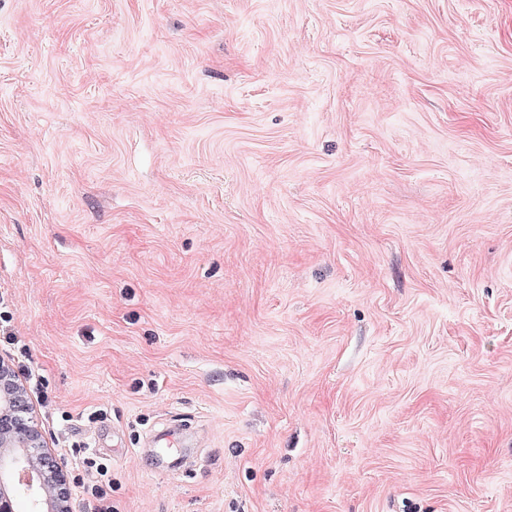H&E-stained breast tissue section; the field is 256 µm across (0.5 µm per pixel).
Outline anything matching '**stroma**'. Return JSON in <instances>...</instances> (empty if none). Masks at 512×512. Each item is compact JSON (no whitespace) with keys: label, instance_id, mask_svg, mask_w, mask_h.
Returning a JSON list of instances; mask_svg holds the SVG:
<instances>
[{"label":"stroma","instance_id":"obj_1","mask_svg":"<svg viewBox=\"0 0 512 512\" xmlns=\"http://www.w3.org/2000/svg\"><path fill=\"white\" fill-rule=\"evenodd\" d=\"M115 512H512V0H0V312Z\"/></svg>","mask_w":512,"mask_h":512}]
</instances>
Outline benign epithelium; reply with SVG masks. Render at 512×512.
<instances>
[{"label": "benign epithelium", "instance_id": "obj_1", "mask_svg": "<svg viewBox=\"0 0 512 512\" xmlns=\"http://www.w3.org/2000/svg\"><path fill=\"white\" fill-rule=\"evenodd\" d=\"M20 489L32 495L33 512H72L67 475L13 364L0 356V512H17Z\"/></svg>", "mask_w": 512, "mask_h": 512}]
</instances>
